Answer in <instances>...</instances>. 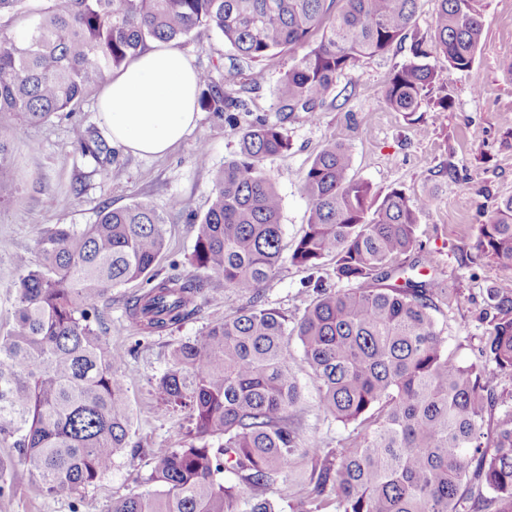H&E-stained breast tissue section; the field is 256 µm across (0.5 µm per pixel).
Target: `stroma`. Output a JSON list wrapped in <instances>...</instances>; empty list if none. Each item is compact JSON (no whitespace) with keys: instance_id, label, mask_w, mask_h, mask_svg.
Here are the masks:
<instances>
[{"instance_id":"35a3bbf8","label":"stroma","mask_w":512,"mask_h":512,"mask_svg":"<svg viewBox=\"0 0 512 512\" xmlns=\"http://www.w3.org/2000/svg\"><path fill=\"white\" fill-rule=\"evenodd\" d=\"M484 13L482 46L472 66L451 72L445 86L433 88L413 116L392 111L382 99L388 78L411 56V41L406 38L340 76L336 106L318 121L310 123L297 115L288 119V151L263 163L283 200L282 222L289 243L301 236L307 221L309 203L300 192L301 179L331 139L348 147L352 175L368 182L374 194L400 189L428 200L418 234L433 253L449 293L437 319L449 351L465 362L478 359L488 327L482 319L485 290L503 276L496 264L474 249L475 228L497 198L512 195V146L503 143L512 134V75L499 67L500 58L512 55V0H484ZM172 46L216 83H224L227 72L235 71L231 94L246 106L242 123L257 118L277 122L278 89L292 64L291 54L236 66L230 46L205 27ZM99 92L96 86L87 89L68 119L28 125L13 115H0L1 123L15 128L16 180L11 200L0 205V334L12 322L15 285L24 267L40 262L41 235L60 226L83 229L107 206L145 201L166 215V244L156 271L163 277L175 274L203 281L204 289L196 315L160 336L143 335L127 316L125 300L141 290V282L113 289L104 313L106 339L125 354L120 379L131 411L130 438L122 457L108 475L78 495H50L34 483H20L0 496V512H108L114 499L151 490L154 449L183 445L188 426L186 412L163 409L155 391L157 378L178 343L203 335L248 302L197 266L196 227L186 221L187 214L207 211L215 174L237 156V130L203 111L194 130L166 154L145 157L113 145L112 160L101 173L92 158L76 151L79 139L111 136L97 111ZM444 96L451 106L442 112L437 101ZM202 143L209 152L204 166L195 161ZM307 276L302 267L283 262L265 287L267 304L289 319L299 318L313 299L304 287ZM290 350L301 387L295 427L302 443L319 441L326 454L354 447L359 441L355 425L336 421L318 408L317 383L302 360L299 343L291 342Z\"/></svg>"}]
</instances>
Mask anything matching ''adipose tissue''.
<instances>
[{
	"label": "adipose tissue",
	"instance_id": "obj_1",
	"mask_svg": "<svg viewBox=\"0 0 512 512\" xmlns=\"http://www.w3.org/2000/svg\"><path fill=\"white\" fill-rule=\"evenodd\" d=\"M197 93L191 60L157 44L103 87L98 112L114 143L140 155H160L195 126Z\"/></svg>",
	"mask_w": 512,
	"mask_h": 512
}]
</instances>
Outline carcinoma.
Here are the masks:
<instances>
[{
    "label": "carcinoma",
    "mask_w": 512,
    "mask_h": 512,
    "mask_svg": "<svg viewBox=\"0 0 512 512\" xmlns=\"http://www.w3.org/2000/svg\"><path fill=\"white\" fill-rule=\"evenodd\" d=\"M19 37L0 38V113L27 124L70 118L85 91L128 64L149 41L170 42L204 25L242 61L301 51L279 93L281 122L241 129L239 152L215 175L197 225L195 263L248 296L247 306L178 344L158 378L165 407L189 409L179 448H158L155 489L112 502L110 512H278L267 496L299 453L311 468L292 512H512V411L486 424L505 401L493 384L512 376V276L486 289L488 329L480 361L448 352L433 311L448 301L435 276L410 271L434 259L418 236L428 202L393 189L381 201L351 175L349 149L335 140L316 154L300 190L310 204L302 235L285 253L283 203L263 162L288 149L282 122H314L336 107V79L386 52L413 26L418 0H59ZM430 40L389 77L385 103L418 112L427 92L471 67L485 19L481 0H438ZM200 107L237 128L243 107L209 73ZM13 131L0 125V204L14 188ZM79 150L104 164L102 137ZM165 217L147 202L105 208L81 230L55 228L38 247L42 263L16 284L18 303L0 336V443L26 469L0 458V495L28 479L41 490L78 494L111 472L128 444L131 415L120 380L123 354L106 340L98 302L142 280L126 302L149 334L196 314L202 284L153 268L165 246ZM474 248L512 273V196L477 225ZM333 262V288L315 276ZM288 260L311 271L315 296L298 319L267 306L264 287ZM318 383V406L363 427L359 444L322 456L299 446L292 414L300 400L289 343ZM229 472L239 478L224 480Z\"/></svg>",
    "instance_id": "obj_1"
}]
</instances>
